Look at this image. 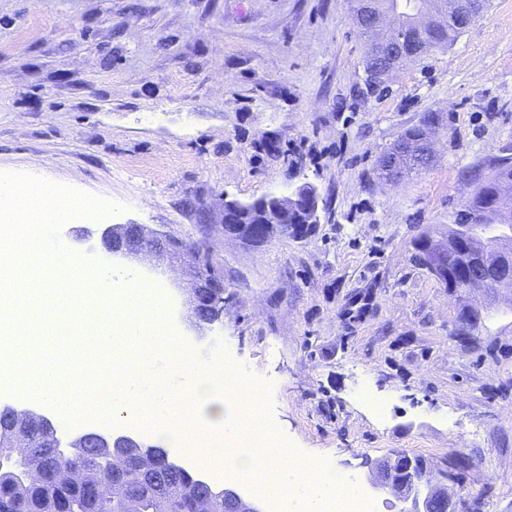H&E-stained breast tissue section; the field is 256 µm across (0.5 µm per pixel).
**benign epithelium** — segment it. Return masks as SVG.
Wrapping results in <instances>:
<instances>
[{"label": "benign epithelium", "mask_w": 512, "mask_h": 512, "mask_svg": "<svg viewBox=\"0 0 512 512\" xmlns=\"http://www.w3.org/2000/svg\"><path fill=\"white\" fill-rule=\"evenodd\" d=\"M364 9L360 22L368 27L383 29L389 18H402L404 6L396 0L384 12L377 10L373 0H362ZM484 0H462L460 7L454 12L452 19L459 20L465 16L475 20L482 12ZM415 27L425 30L434 25L425 3L418 2L408 11ZM396 43L386 38L381 45L364 53L362 68L364 82L370 88H380L387 84L399 65L404 63ZM411 159L415 165H425L434 158L432 127L426 126L425 134L417 144L407 145L397 142L380 160L379 171L383 179L395 183L407 174L405 159ZM272 205H261L259 213L263 215L260 222L253 224V235L260 236L267 224H277L288 212L289 205L298 201L297 190L286 194H273L269 197ZM248 210L237 200H224L219 224L230 225L224 230L227 235H236V230L248 223ZM496 235L488 237L482 224H458L448 236H433L416 242V250L421 256L424 266L435 278L448 283V254L453 252L457 242L467 238V248L460 263L461 283L453 287L455 295L466 298L474 293H483L487 300L495 301L502 294H512V246H506L512 240V226L509 224L495 225ZM119 234L107 231L102 236L103 248L114 256L133 258L146 251L156 263L173 258L182 260L194 272L190 290L188 291V314L194 326L203 328L218 320L214 308L223 304L224 295L213 294L210 288L215 286L213 269L206 253H189L183 250L181 243L166 236L153 235L141 224H123L117 227ZM89 444L100 448L104 456L122 459L141 473L144 499L157 500L161 496V488L150 481V476L168 461V455L162 451L146 455L144 444L131 436L120 435L105 437L97 432H88L67 449L60 450L66 457L83 454ZM419 461L407 452H395L386 460L381 470H372V488L391 494L396 500L406 504L401 512H459L461 497L454 487L445 481L431 479L418 474ZM6 469L14 476L17 488L24 490L38 483L39 473L35 466L28 462L26 451L16 447L0 446V470ZM123 475L120 471L105 474L94 471L84 479L83 486L101 491L107 483L116 488L122 484ZM221 495L224 498V512H263L255 502L244 498L239 491L231 486L217 489L208 487L207 493L195 498V512H210L212 498Z\"/></svg>", "instance_id": "obj_1"}]
</instances>
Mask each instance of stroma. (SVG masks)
Returning a JSON list of instances; mask_svg holds the SVG:
<instances>
[{
  "label": "stroma",
  "mask_w": 512,
  "mask_h": 512,
  "mask_svg": "<svg viewBox=\"0 0 512 512\" xmlns=\"http://www.w3.org/2000/svg\"><path fill=\"white\" fill-rule=\"evenodd\" d=\"M362 54L349 0H0V174L113 204L61 242L163 289L194 355L245 371L336 485L368 489L367 462L399 450L447 459L479 512H512V302L471 297L483 319L459 340V298L414 260L512 159V0L383 91L360 94ZM429 114L434 161L380 181V155ZM305 182L325 198L306 237L249 247L200 220ZM117 224L209 252L222 319L192 326L179 261L106 253Z\"/></svg>",
  "instance_id": "1"
}]
</instances>
